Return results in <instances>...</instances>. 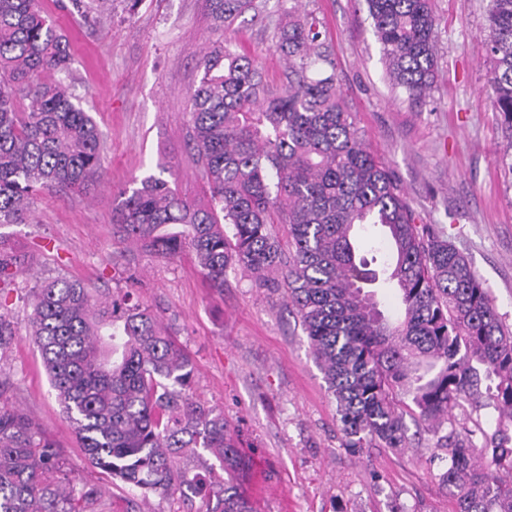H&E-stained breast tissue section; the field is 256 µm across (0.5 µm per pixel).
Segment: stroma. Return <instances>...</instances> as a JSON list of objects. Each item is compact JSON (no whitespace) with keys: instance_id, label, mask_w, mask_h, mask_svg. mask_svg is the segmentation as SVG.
I'll list each match as a JSON object with an SVG mask.
<instances>
[{"instance_id":"1","label":"stroma","mask_w":512,"mask_h":512,"mask_svg":"<svg viewBox=\"0 0 512 512\" xmlns=\"http://www.w3.org/2000/svg\"><path fill=\"white\" fill-rule=\"evenodd\" d=\"M320 22L335 63L336 88L367 147L383 158L414 212L470 261L512 327V174L500 155L505 133L492 106L486 54L487 0H433L437 77L411 107L384 78L365 0H257L240 16L234 48L258 57L268 80L286 83L276 26L294 2ZM70 46L68 81L107 145L102 180L84 194L41 198L29 224L6 227L25 264L0 290V313L16 337L0 351V401L42 428L93 491L102 512H206L207 496H141L91 465L51 389L29 338L27 297L36 278L64 273L100 294L126 289L176 333L192 357V393L222 409L250 462L242 485L257 512H450L441 464L422 425L409 422L408 448H345L336 403L283 289L228 273L208 288L192 254L166 259L116 245L112 211L133 177L169 179L191 204H207L206 181L190 148L188 93L216 40L208 0H112L110 13L80 16L71 0H40Z\"/></svg>"}]
</instances>
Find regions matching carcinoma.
Wrapping results in <instances>:
<instances>
[{
    "label": "carcinoma",
    "instance_id": "1",
    "mask_svg": "<svg viewBox=\"0 0 512 512\" xmlns=\"http://www.w3.org/2000/svg\"><path fill=\"white\" fill-rule=\"evenodd\" d=\"M209 2L219 36L188 99L210 201L192 205L167 180L145 176L120 191L117 242L169 259L189 251L210 288L236 268L284 289L336 401L345 447L404 448L406 418L421 421L445 462L453 512H512V331L488 288L448 238L415 223L337 92L313 14L290 10L277 26L288 83L274 87L229 38L255 0ZM366 3L389 82L410 104L424 102L437 66L431 0ZM488 21L493 106L510 138L501 161L512 170V0H488ZM70 65L38 0H0V228L31 223L39 190L79 195L101 179L104 139L64 79ZM376 225L388 229L390 256L373 270L356 259L353 239ZM23 262L0 233V284ZM380 278L399 290L395 319L366 291ZM30 304L49 383L93 465L144 494L207 491V512H255L240 491L238 435L223 411L193 397L192 360L149 308L128 291L102 299L60 273L36 281ZM482 385L497 419L478 448L454 410ZM200 449L225 477L177 469L179 455ZM92 500L39 426L1 406L0 512H85Z\"/></svg>",
    "mask_w": 512,
    "mask_h": 512
}]
</instances>
